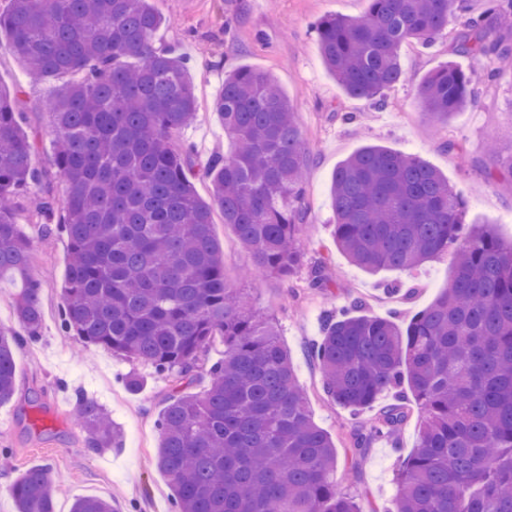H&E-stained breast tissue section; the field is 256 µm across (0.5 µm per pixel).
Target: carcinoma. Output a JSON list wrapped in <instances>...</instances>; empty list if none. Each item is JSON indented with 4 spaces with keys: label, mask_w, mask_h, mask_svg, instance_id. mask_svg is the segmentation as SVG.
Returning <instances> with one entry per match:
<instances>
[{
    "label": "carcinoma",
    "mask_w": 512,
    "mask_h": 512,
    "mask_svg": "<svg viewBox=\"0 0 512 512\" xmlns=\"http://www.w3.org/2000/svg\"><path fill=\"white\" fill-rule=\"evenodd\" d=\"M365 2L361 15L328 16L315 30L336 83L379 107L382 91L405 77L402 47L433 46L469 0ZM161 22L150 0H9L0 12L9 35L0 51L18 57L31 81L71 76L45 104L66 192H39L31 210L41 234L56 224L68 237L61 328L178 387L193 381L215 339L224 342L207 391L176 392L157 422L156 467L173 488L174 512H363L336 480L335 445L311 418L274 322L225 283L212 231L215 205L264 276L302 266L310 152L294 106L269 72L224 76L215 107L234 152L203 167L207 204L192 185L193 147L174 144L197 102L186 60L156 44ZM453 52L484 59L491 79L512 61V43L482 15L465 20ZM473 81L454 62L427 75L418 95L429 118L447 127L470 102ZM23 93L0 91V279L15 285L13 318L34 341L43 283L16 212L46 172L15 110ZM330 192L332 235L353 264L377 272L448 260L453 268L442 293L403 326L363 313L360 300L327 310L311 349L336 406L357 413L398 395L354 433L356 447L395 437L408 402L417 408V446L398 470L388 512H512V242L488 224L463 223L462 197L411 154L362 147L338 164ZM326 266L310 269L309 287L330 290ZM22 341L0 323V404L15 394ZM76 417L92 451L121 440L94 401L79 398ZM57 483L49 465L30 468L11 487L17 512H55ZM71 512L117 509L78 497Z\"/></svg>",
    "instance_id": "cac0c4a2"
}]
</instances>
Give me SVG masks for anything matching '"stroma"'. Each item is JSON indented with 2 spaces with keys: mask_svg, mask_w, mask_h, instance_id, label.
Returning <instances> with one entry per match:
<instances>
[{
  "mask_svg": "<svg viewBox=\"0 0 512 512\" xmlns=\"http://www.w3.org/2000/svg\"><path fill=\"white\" fill-rule=\"evenodd\" d=\"M163 17L158 44L179 47L187 59L198 99L194 124L182 130L178 143L193 145L197 164L230 153L215 102L225 71L251 67L271 72L294 104L297 121L311 150L305 179L308 222L300 229L306 243L304 267L286 279L244 278L252 266L250 253L238 242L222 215H215L213 234L224 252V276L233 288L244 289L254 309L271 316L279 341L287 349L298 384L305 390L313 421L336 446L339 467L348 473L347 492L361 500L365 512H383L398 493L397 472L417 444L416 418L403 425L397 441L373 440L354 449L350 435L369 426L374 413L359 415L336 407L322 388L319 366L310 347L322 336L324 314L361 299L364 311L403 324L428 306L446 287L451 269L430 262L388 274L367 273L351 264L332 236L336 216L329 194L332 175L347 156L367 144L412 154L438 169L464 202L468 224L494 225L503 240L512 239V78L482 80L473 102L455 114L447 129H439L423 114L417 87L432 70L456 61L464 70H483L482 60L457 57L452 44L463 16L448 21L447 35L432 48L405 46V78L387 89L384 107L354 98L324 68L314 26L330 15L357 16L365 0H151ZM58 78L30 84L22 63L0 54V89L25 87L20 109L24 130L38 146L40 168L53 166V131L45 103ZM356 121H344L345 113ZM456 143L444 150L443 141ZM19 232L34 242L35 275L44 285L43 319L38 341L15 350L14 398L0 404V512H15L10 486L30 468L51 465L59 478L56 512H70L78 496L111 499L119 512H171L172 491L155 466L157 418L175 387L153 368L111 351L85 345L78 336L63 334L58 310L68 264L65 233L41 235L27 212L17 215ZM326 261L332 293L307 286L308 268ZM413 287L409 296L383 293L385 279ZM138 372L141 386L129 390L126 377ZM102 406L123 432L117 447L96 453L75 423L77 395Z\"/></svg>",
  "mask_w": 512,
  "mask_h": 512,
  "instance_id": "stroma-1",
  "label": "stroma"
}]
</instances>
